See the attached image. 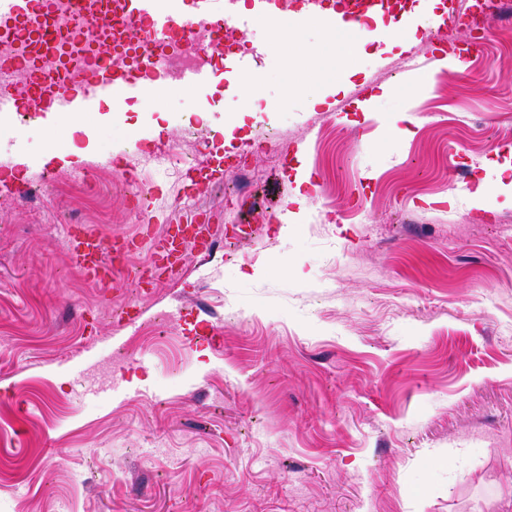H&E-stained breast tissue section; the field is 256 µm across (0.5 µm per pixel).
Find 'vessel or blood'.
<instances>
[{
	"mask_svg": "<svg viewBox=\"0 0 512 512\" xmlns=\"http://www.w3.org/2000/svg\"><path fill=\"white\" fill-rule=\"evenodd\" d=\"M235 3L236 0H195L197 15L207 20L210 43L223 42L226 26L247 29L250 19L236 10ZM382 3L383 0H341L342 8L330 18L328 26L332 29L354 27ZM179 4L180 0H122L121 15L138 38L158 46L186 38L187 23ZM0 20L4 21L8 34L35 44L45 52L50 50L58 33L55 0H0ZM170 79L173 77L156 54L146 58L134 75L119 76L111 62L98 63L73 89L39 72L26 97L0 91V117L14 118L24 112L36 117L47 112H91L107 99L119 102L129 97L152 95ZM195 172L208 183H223L227 172L223 152H208ZM213 237L212 225L203 221L169 225L151 241L150 260L145 267L146 285H153L152 275L156 272L172 280L178 278L185 268L188 252L205 253ZM68 240L73 267L87 282L100 287L115 279L119 271L116 259L131 245L129 239L106 241L89 228L76 225L70 226Z\"/></svg>",
	"mask_w": 512,
	"mask_h": 512,
	"instance_id": "vessel-or-blood-1",
	"label": "vessel or blood"
}]
</instances>
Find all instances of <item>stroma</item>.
<instances>
[{
    "label": "stroma",
    "mask_w": 512,
    "mask_h": 512,
    "mask_svg": "<svg viewBox=\"0 0 512 512\" xmlns=\"http://www.w3.org/2000/svg\"><path fill=\"white\" fill-rule=\"evenodd\" d=\"M290 33L240 127L220 59L194 125L170 84L0 126V512H512V207L460 192L512 162V23L458 74L422 29L355 57L350 32ZM216 147L234 170L206 188L188 167ZM204 210L217 236L178 281L98 288L70 265L66 225L131 237ZM128 301L132 329L111 318Z\"/></svg>",
    "instance_id": "stroma-1"
}]
</instances>
